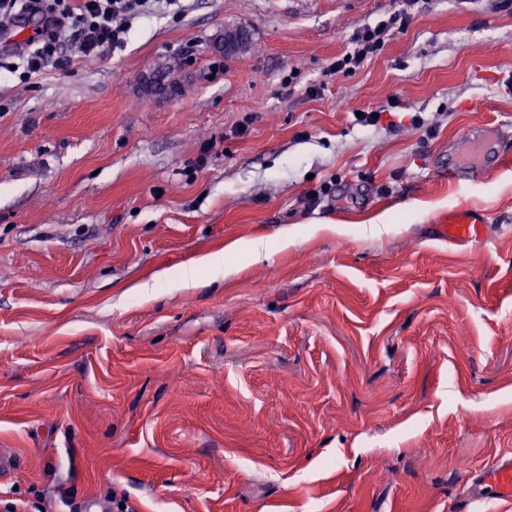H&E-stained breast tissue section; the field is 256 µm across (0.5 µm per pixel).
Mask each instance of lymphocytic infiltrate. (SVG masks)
<instances>
[{"label": "lymphocytic infiltrate", "instance_id": "1", "mask_svg": "<svg viewBox=\"0 0 512 512\" xmlns=\"http://www.w3.org/2000/svg\"><path fill=\"white\" fill-rule=\"evenodd\" d=\"M149 0H0V16L15 18L36 16L43 27L38 38L25 48L0 47V70L18 64L22 76L42 73L50 67L68 64V49L91 59L104 51L120 48L130 30L129 22L141 14ZM406 14L398 13L364 27L354 40L347 57L336 59L329 67L332 73L350 74L380 51L385 35L404 29Z\"/></svg>", "mask_w": 512, "mask_h": 512}]
</instances>
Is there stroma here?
<instances>
[{"label":"stroma","mask_w":512,"mask_h":512,"mask_svg":"<svg viewBox=\"0 0 512 512\" xmlns=\"http://www.w3.org/2000/svg\"><path fill=\"white\" fill-rule=\"evenodd\" d=\"M181 5L0 78V512H512L468 482L512 455V0ZM409 22V17L404 13L393 14L386 20H381L374 27L366 26L354 40L352 50L345 52L329 67L333 74H350L356 72L361 66L372 58L384 46V36L392 30H403ZM349 57V60H346ZM235 32L231 36L224 37V57H234L249 49L251 43L250 32L243 27L237 28ZM483 222L470 212H450L445 224H436L437 238L445 242L477 239ZM199 266H208L211 268L219 269L224 266V253L217 252L203 257L197 265L175 270L171 273H166L165 277L172 279L179 288H192L199 284L197 279V270Z\"/></svg>","instance_id":"35a3bbf8"}]
</instances>
